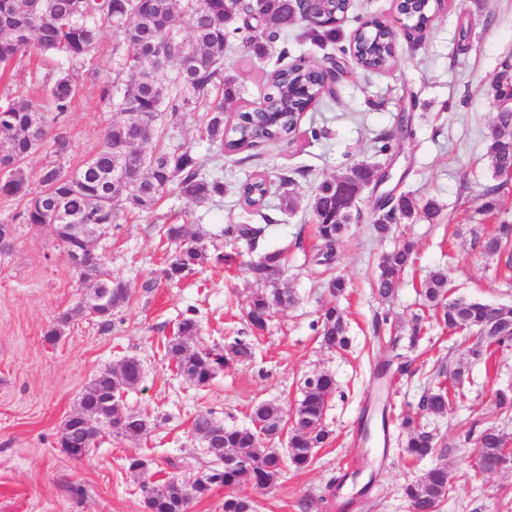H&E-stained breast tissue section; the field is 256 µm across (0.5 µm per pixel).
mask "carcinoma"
Returning <instances> with one entry per match:
<instances>
[{
	"label": "carcinoma",
	"mask_w": 512,
	"mask_h": 512,
	"mask_svg": "<svg viewBox=\"0 0 512 512\" xmlns=\"http://www.w3.org/2000/svg\"><path fill=\"white\" fill-rule=\"evenodd\" d=\"M347 0H333L318 25L307 28L314 36H330L336 27L331 25L336 15L344 11ZM303 3L296 0H262L261 17L251 13L250 2L237 0H0V75L6 73V62L27 50L45 54L57 53L73 64L81 62L97 43L102 29H112L114 37L129 46L125 62V78L120 111L125 118L112 124L104 136L102 147L73 174L67 175L58 167L44 171L42 189L33 193L28 189L22 164L45 138L42 128L48 127L47 117L36 104L24 95H18L0 107V134L6 150L0 154V198L25 201L15 218L21 224L46 227L62 244L67 255L85 252V238L70 229L73 224H101L112 228L118 213L153 209L171 185L194 203L216 202L224 196V180L202 173L203 163L190 150L174 148L147 151L156 122L168 113L170 118L190 109L207 108L204 134L219 151L230 153L256 149L264 144L280 142L296 135L301 117L317 105L325 94L322 73L316 69L301 68L296 64L270 72V90L261 105L251 111L224 112V101L235 97L234 83L224 84V49L240 38L253 55L261 59L267 47L279 41L293 26L302 21ZM186 16L191 33L185 37L176 27V20ZM361 68L368 71H386L395 61L389 32L377 20L368 22L364 37L356 42ZM222 88V96L214 95ZM78 87L67 73L58 75L48 89L49 101L55 117L71 108ZM495 122L503 132L493 138L488 155L494 174L499 176L512 163V113L499 112ZM130 157L143 160V168L132 186L112 184V168ZM264 180L247 183L241 190L249 207L263 203L266 189ZM314 219L325 223L316 225L319 241L318 263L330 264L336 256L347 230L348 218L336 220V182L325 181L315 190L311 202ZM427 219L437 216L431 200L420 204L407 195L395 201L373 224L379 236L391 232L401 220H410L418 214ZM267 226L258 224H228L224 234L246 242L251 249L266 232ZM165 238L178 244L165 275L180 278L195 270L207 258L206 247L198 237L190 236L183 224H167ZM483 253L512 254V225L501 224L495 234L482 243ZM415 247L406 241L387 255L378 265L375 285L378 295L387 299L396 288L400 273L414 262ZM285 265L280 249L264 251L249 264L252 277L274 285L269 293L253 296L247 311V320L253 331L266 329V317L271 306L282 300L291 301L289 293L279 294L275 288ZM97 257L89 256L79 269L82 287L91 292L107 286L115 297L113 308L125 303L128 294L122 284L97 279ZM448 276L443 268L428 273L421 283L420 295L425 307L434 312L437 320L448 330H462L475 337L468 346V356L483 360L492 349L512 346V335L499 336L490 329L492 321L503 313L512 315V307L503 312L491 303L449 297ZM90 317L102 328L111 326L112 313L92 312L77 306L64 313L58 326L47 332V340L54 342L61 335V327L73 320ZM199 333V324L187 315L177 324L175 336L165 346V354L175 361L187 379L199 387L207 386L216 372L235 361L252 356L253 343L234 338L224 351L194 348L187 338ZM348 330L343 311L328 308L323 314L320 337L328 349L349 346ZM139 364H127L123 372L106 370L97 375L84 390L79 412L85 414L95 428L108 426L112 432L127 439H139L149 431V423L133 412L116 415L112 397L137 386ZM336 391V380L327 372L317 374L315 382L301 388L297 403L300 428L289 439L288 454L278 456L265 446V440L276 437V425L281 423L284 410L277 404L261 403L253 408L247 427L223 426L222 442L204 449L211 458V466L204 473L207 483L194 485L196 495H206L212 486L233 489L241 484L257 488L272 485L285 467L296 471L309 467L313 455L310 448H321L329 439L323 427L327 401ZM449 390L442 387L424 396L421 409L444 415L452 405ZM219 421L210 411L198 413L193 431L201 435L210 431ZM407 437L402 452L411 459L431 460L425 475L408 483L405 495L411 512H440L448 497V467L441 463L435 434L414 424L407 417L402 421ZM480 456L474 471L478 477L497 465L512 464L504 448L505 438L498 431L487 428L479 435ZM61 447L73 453L91 448L84 430L66 421L61 433ZM148 496L144 507L148 512H181L189 486L176 476L161 482L156 488L142 484ZM224 512H253L251 500L229 493L224 496Z\"/></svg>",
	"instance_id": "obj_1"
}]
</instances>
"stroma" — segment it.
<instances>
[{
  "label": "stroma",
  "mask_w": 512,
  "mask_h": 512,
  "mask_svg": "<svg viewBox=\"0 0 512 512\" xmlns=\"http://www.w3.org/2000/svg\"><path fill=\"white\" fill-rule=\"evenodd\" d=\"M396 14V0H351L345 21L324 42L297 25L265 59L238 40L225 50L224 75L237 88L226 105L230 113L262 102L275 67L323 65L332 56L343 71L333 101L306 112L292 140L266 145L250 159L218 152L203 138L205 108L164 122L162 145L191 149L205 173L223 177L224 198L196 205L172 186L154 209L120 213L97 246L99 279L122 281L129 292L108 329L81 320L56 342L46 341V331L85 290L51 233L13 223L22 201L0 198V223L13 226L11 245L0 253V512H145L142 482L175 475L190 483L208 468L191 432L195 415L209 411L226 425L245 426L257 404L292 410L304 377L320 371L336 379L323 418L330 438L305 470L284 468L265 490L240 486L241 494L255 499L257 512H410L402 487L423 477L430 464L401 455L405 432L397 420L404 416L445 442L451 492L441 512H512V468L473 475L482 430L512 439V411L495 405L496 391L512 386V347L474 361L463 334L428 320L418 344L409 341L422 311L420 283L434 268H446L456 294L512 306L506 267L479 247L493 225L512 224V179L495 176L487 155L497 113L491 85L512 56V0H444L424 32L399 35L391 70L363 71L348 51L351 35L365 19L390 24ZM127 54L106 28L80 64L23 53L0 79V104L20 93L47 106V82L65 70L78 85L70 111L52 124L71 148L60 156L52 139L41 142L24 163L31 192L41 190L46 168L75 172L99 150L107 127L122 120L118 71ZM107 83L109 100L102 97ZM357 163L391 166L401 179L399 193L434 201L438 214L402 220L381 238L372 230L380 215L377 198L364 190L352 205L343 248L330 266L318 265L312 197L323 181ZM259 174L271 182L262 209L270 225L251 250L225 237L224 228L244 223L240 188ZM488 193L497 206L483 215L477 208ZM168 223L186 225L207 249L234 254L236 264L210 259L185 277L167 279L175 251L163 235ZM407 240L415 244L416 261L393 296L382 299L374 286L378 264ZM270 248L285 252L280 281L293 300L256 336L246 312L262 286L247 264ZM333 277L346 281L343 295L330 293ZM334 305L348 325L351 346L345 351L320 343L321 315ZM190 308L201 327L191 346L220 349L234 336L254 340L251 359L218 370L205 387L177 374L164 350ZM397 353L411 356V371L379 382L373 376L378 361ZM129 357L141 361L143 377L126 393L122 409L146 417L149 433L129 440L105 429L89 456L70 457L59 443L64 423L91 380ZM459 366L466 371L461 398L444 415L421 410L423 396ZM386 403L396 421L385 430L380 410ZM134 457L145 460V470H130Z\"/></svg>",
  "instance_id": "1"
}]
</instances>
